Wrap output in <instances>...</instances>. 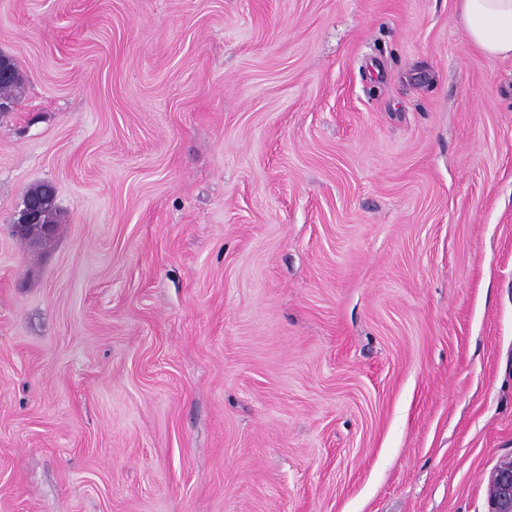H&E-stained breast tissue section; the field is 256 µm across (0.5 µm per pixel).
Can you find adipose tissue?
I'll return each mask as SVG.
<instances>
[{
  "instance_id": "adipose-tissue-1",
  "label": "adipose tissue",
  "mask_w": 512,
  "mask_h": 512,
  "mask_svg": "<svg viewBox=\"0 0 512 512\" xmlns=\"http://www.w3.org/2000/svg\"><path fill=\"white\" fill-rule=\"evenodd\" d=\"M468 40L483 53L512 58V0H459Z\"/></svg>"
}]
</instances>
